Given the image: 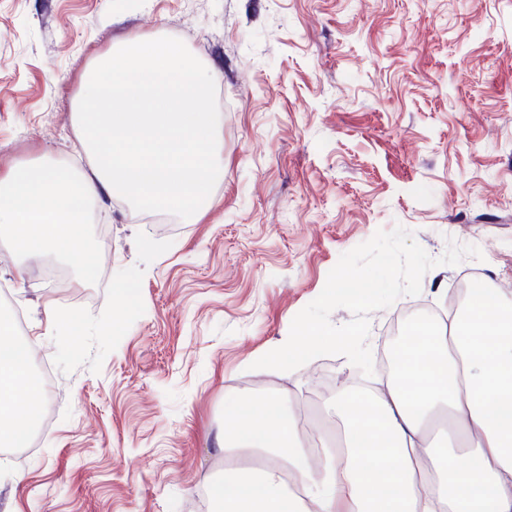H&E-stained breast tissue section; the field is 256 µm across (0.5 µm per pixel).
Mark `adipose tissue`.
I'll list each match as a JSON object with an SVG mask.
<instances>
[{"instance_id": "ef3b65f1", "label": "adipose tissue", "mask_w": 512, "mask_h": 512, "mask_svg": "<svg viewBox=\"0 0 512 512\" xmlns=\"http://www.w3.org/2000/svg\"><path fill=\"white\" fill-rule=\"evenodd\" d=\"M382 393L351 389L326 404L335 442L309 453L280 397L252 395L224 417L227 463L210 494L219 512H512V292L471 283L437 327L416 326ZM32 344L0 321V447L24 448L45 396ZM456 438L455 463L434 432Z\"/></svg>"}]
</instances>
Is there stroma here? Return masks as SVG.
<instances>
[{
	"label": "stroma",
	"instance_id": "obj_1",
	"mask_svg": "<svg viewBox=\"0 0 512 512\" xmlns=\"http://www.w3.org/2000/svg\"><path fill=\"white\" fill-rule=\"evenodd\" d=\"M163 36L221 74L224 176L170 230L98 206L91 291L44 285L41 262L0 248L54 412L40 447L0 460V512H215L196 494L224 476L225 405L268 392L296 414L317 408L319 374L362 379L341 355L252 364L378 230L482 256L372 312L371 351L395 312L444 306L469 269L512 289V0H0V175L39 156L85 165L87 71L120 40Z\"/></svg>",
	"mask_w": 512,
	"mask_h": 512
}]
</instances>
